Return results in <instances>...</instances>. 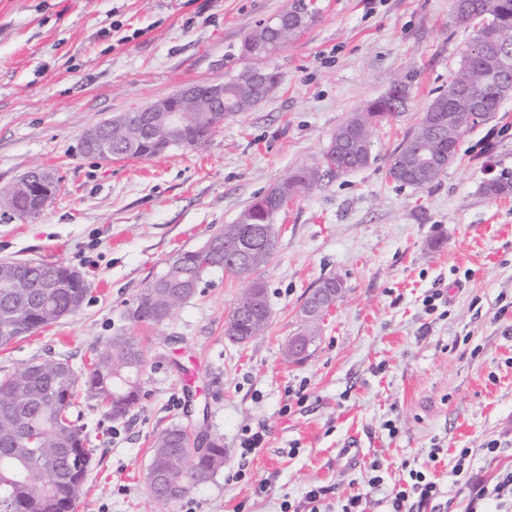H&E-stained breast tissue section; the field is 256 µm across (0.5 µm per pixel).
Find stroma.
I'll return each instance as SVG.
<instances>
[{
    "label": "stroma",
    "mask_w": 512,
    "mask_h": 512,
    "mask_svg": "<svg viewBox=\"0 0 512 512\" xmlns=\"http://www.w3.org/2000/svg\"><path fill=\"white\" fill-rule=\"evenodd\" d=\"M316 3L313 23L269 62L276 87L225 118L203 150L106 163L82 153L87 129L236 74L243 39L285 0H0V186L36 165L59 180L40 214L0 211V262L52 259L90 288L79 312L0 347V375L49 357L84 373L120 332L147 359L139 407L119 420L79 408L94 468L76 512H341L356 495L364 512H389L407 467L424 464L445 512H468L467 482L491 486L512 470V192H482L512 182V95L462 136L438 181L395 183L391 153L447 91L475 29L456 22L453 0ZM397 76L407 107L379 128L370 163L325 173L276 216L275 252L258 273L271 309L262 335L225 336L240 283L220 268L164 323L127 319L176 253L299 167L321 165L337 128ZM332 277L344 292L312 355L292 362L285 343L304 325V301ZM174 425L222 438L226 457L170 507L144 475ZM256 432L263 443L244 452ZM375 460L384 482L373 489Z\"/></svg>",
    "instance_id": "obj_1"
}]
</instances>
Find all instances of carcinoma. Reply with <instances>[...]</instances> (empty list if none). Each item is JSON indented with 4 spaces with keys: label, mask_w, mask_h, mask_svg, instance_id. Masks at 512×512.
<instances>
[{
    "label": "carcinoma",
    "mask_w": 512,
    "mask_h": 512,
    "mask_svg": "<svg viewBox=\"0 0 512 512\" xmlns=\"http://www.w3.org/2000/svg\"><path fill=\"white\" fill-rule=\"evenodd\" d=\"M460 24L476 19L483 23L474 42L461 59L450 85L459 88L457 111H437L428 106L418 126L408 134L390 156L388 176L396 183L416 187L438 181L453 161L461 136L478 124L475 113L489 117L497 111L505 90L497 77L496 35L506 31L512 41V0H480L479 9L464 14L454 11ZM315 19V10L296 20L287 18L280 35L266 33L260 27L241 44L242 58L259 67L268 52L279 50ZM279 75L269 73L264 85L251 84L244 71L225 82V99L232 112H187L185 123L171 135L175 147L202 148L224 118L250 111L278 83ZM409 98L405 79L395 80L388 92L353 113L336 129L324 153L327 171L345 173L368 165L373 137L378 125L404 111ZM162 123L159 112H127L125 123L106 130L112 137V149L131 152L136 159H149L161 153L149 131ZM426 151L438 158L437 166L419 171L416 153ZM321 179L316 167L303 166L274 189L297 195L312 188ZM0 207L19 218L31 216L27 197L14 195L11 188H0ZM275 213L273 196L256 197L233 224H226L210 236L216 242L208 253L183 250L173 257L165 270L152 279L137 295L128 310L134 323L160 324L191 298L203 275L215 268L228 271L240 265L241 275L252 281L264 310L242 315L237 308L252 295L243 289L225 323V335L243 344L261 335L270 320L267 290L254 274L272 258L275 243L243 260L238 254L241 237L252 224H266ZM74 269L63 263L17 261L0 264V346H8L39 329L60 321V315L74 314L73 299L86 298L88 284L74 280ZM50 282H69V288H48ZM186 288L185 295L175 290ZM145 352L134 336L119 333L110 338L96 354L83 382H78L68 361L44 359L23 364L0 377V512H73L84 483L93 469V457L86 448V429L74 417L78 398L94 401L114 420L138 407L143 396ZM25 448L40 449V457L30 458ZM224 466V443L208 440L207 452L196 454L189 436L173 426L154 441L147 470H163L176 486L174 497L156 489L152 495L174 505L198 487L211 481Z\"/></svg>",
    "instance_id": "obj_1"
}]
</instances>
